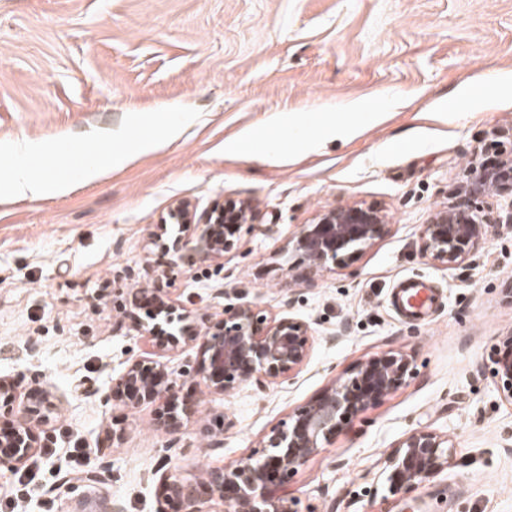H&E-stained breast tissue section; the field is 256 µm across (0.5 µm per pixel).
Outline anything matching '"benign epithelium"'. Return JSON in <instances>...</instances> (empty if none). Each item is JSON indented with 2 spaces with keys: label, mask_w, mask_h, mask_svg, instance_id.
I'll list each match as a JSON object with an SVG mask.
<instances>
[{
  "label": "benign epithelium",
  "mask_w": 512,
  "mask_h": 512,
  "mask_svg": "<svg viewBox=\"0 0 512 512\" xmlns=\"http://www.w3.org/2000/svg\"><path fill=\"white\" fill-rule=\"evenodd\" d=\"M500 158L491 167L475 162L472 179L457 200L434 211L422 225L418 248L424 258L445 268L459 267L482 247L487 226L512 223V154L502 152ZM494 194L509 197L505 213L494 211L493 204L487 202ZM251 216L246 202L214 207L200 217L190 203H180L164 217V224H173L178 231L163 249L178 257L186 251L207 259L222 257L234 249L240 226ZM192 224L199 233L184 235V229ZM388 232L385 214L374 205L324 211L316 223L302 226L293 238V246L303 257L297 279L310 281L331 264H345ZM146 304L153 306L150 322L138 321L135 329L152 337L163 354L184 346L195 348L198 383L212 394L225 396L243 385L289 381L310 357L313 334L307 321L269 315L255 303L228 304L221 320L189 335L174 332L172 324L186 314L165 302L156 288L137 289L123 312L133 318L134 309ZM491 362L492 377L512 402V333L500 338ZM415 369L414 357L401 349L361 359L263 437L261 451L201 473L169 471L161 476L159 491L173 503L174 512H211L212 501L221 503L224 512H301L299 499L288 493L291 476L356 418L406 385ZM108 398L129 414L146 404L162 403L155 426L168 433L178 431L183 420L198 412V401L181 395V385L158 359L126 366L111 379ZM56 409L54 396L47 389L38 387L29 393L19 421L0 432L1 467L17 470L25 466L37 452L35 428L48 422ZM454 457L455 446L447 435L428 427L415 428L387 454L382 475L396 494L448 470ZM104 479V471L90 470L67 481L75 490Z\"/></svg>",
  "instance_id": "obj_1"
}]
</instances>
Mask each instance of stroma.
<instances>
[{"label":"stroma","mask_w":512,"mask_h":512,"mask_svg":"<svg viewBox=\"0 0 512 512\" xmlns=\"http://www.w3.org/2000/svg\"><path fill=\"white\" fill-rule=\"evenodd\" d=\"M388 99L396 109L351 136L308 146L267 124L279 113L318 124ZM144 116L160 134L180 122L178 137L59 195H0V378L18 397L40 385L58 403L36 455L0 467V512H166L164 470L252 454L356 361L391 349L413 355L415 375L290 478L302 512H512V404L490 361L512 333V225L489 227L461 267L418 251L422 224L469 178L475 150L512 126V0H0V183L11 142L38 144L34 168L61 180L72 155L110 135L131 140ZM250 129L269 146L226 155L225 139ZM228 199L253 210L236 249L175 261L161 248L172 207L202 213ZM353 204L381 207L389 233L295 281L289 241ZM410 277L435 293L423 322L394 304ZM142 286L216 320L243 301L304 319L309 361L291 381L224 397L201 394L194 349L170 353L199 413L175 433L157 429L156 406L130 415L106 399L113 375L158 355L118 309ZM205 425L220 448L201 440ZM416 427L448 434L456 464L395 495L377 473ZM104 462L106 486L64 495L66 473Z\"/></svg>","instance_id":"obj_1"}]
</instances>
